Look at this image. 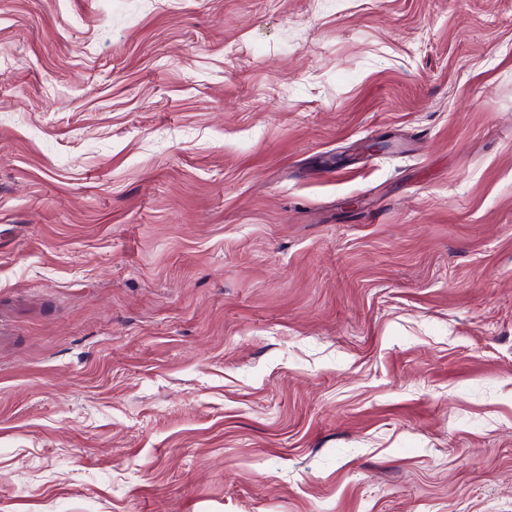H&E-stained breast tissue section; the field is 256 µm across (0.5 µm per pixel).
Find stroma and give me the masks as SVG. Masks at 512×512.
Instances as JSON below:
<instances>
[{"label": "stroma", "instance_id": "obj_1", "mask_svg": "<svg viewBox=\"0 0 512 512\" xmlns=\"http://www.w3.org/2000/svg\"><path fill=\"white\" fill-rule=\"evenodd\" d=\"M0 512H512V0H0Z\"/></svg>", "mask_w": 512, "mask_h": 512}]
</instances>
